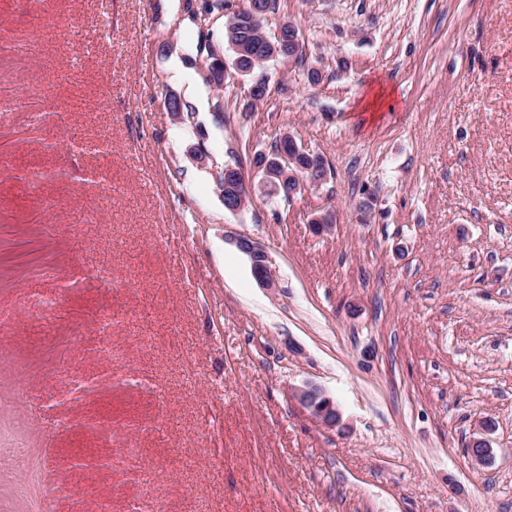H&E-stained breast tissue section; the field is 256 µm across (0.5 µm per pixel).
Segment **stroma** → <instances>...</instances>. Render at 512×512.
<instances>
[{
  "mask_svg": "<svg viewBox=\"0 0 512 512\" xmlns=\"http://www.w3.org/2000/svg\"><path fill=\"white\" fill-rule=\"evenodd\" d=\"M244 4L0 0L5 40L55 23L0 56L29 106L0 112V512H512V0H276L266 33L293 21L305 59L262 67L257 103L253 75L207 79ZM285 133L327 169L290 201L253 167ZM224 177L220 181V188L224 191V206L229 211H239L241 199L249 193L244 174L239 166L228 165L224 169ZM237 245L249 257L254 278L266 288L275 287L271 260L264 248L245 237L239 238ZM296 396L321 424L335 428L340 423V414L333 400L316 386L300 389Z\"/></svg>",
  "mask_w": 512,
  "mask_h": 512,
  "instance_id": "1",
  "label": "stroma"
}]
</instances>
